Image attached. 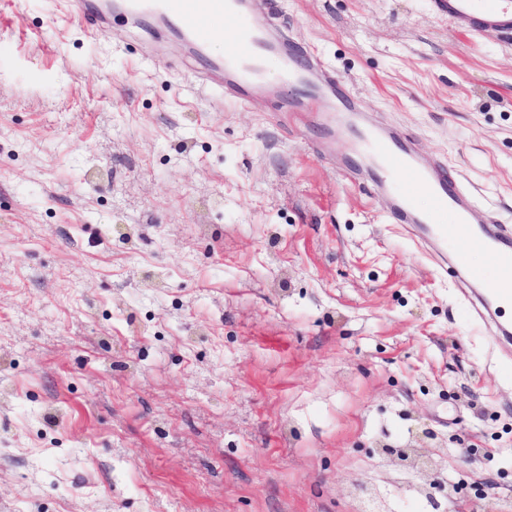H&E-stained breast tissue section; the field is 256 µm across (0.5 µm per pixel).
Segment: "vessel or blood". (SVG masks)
Here are the masks:
<instances>
[{"label": "vessel or blood", "instance_id": "obj_1", "mask_svg": "<svg viewBox=\"0 0 512 512\" xmlns=\"http://www.w3.org/2000/svg\"><path fill=\"white\" fill-rule=\"evenodd\" d=\"M433 2L440 15L467 32L494 29L512 36V0ZM61 5L66 22L89 34L111 36L123 26L180 39L203 61L193 73L200 86L222 81L228 99L245 101L252 90L269 89L266 61L277 57L275 81L305 88L302 95L279 98L277 112L319 129L324 152L349 135L351 151L370 159L373 169L347 167L345 177L387 201L388 223L400 225L459 283L471 317L490 330L501 372L512 374V319L504 316L512 308V225L490 212L477 215L472 192L447 160L418 154L405 129L367 115L337 84L332 69L298 55L287 36H276L275 22L259 15L272 10V0H61ZM215 29L224 32V54L209 59L205 50ZM424 197L429 205L423 209ZM475 252L485 256L486 266L470 264Z\"/></svg>", "mask_w": 512, "mask_h": 512}]
</instances>
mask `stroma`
I'll list each match as a JSON object with an SVG mask.
<instances>
[{"instance_id": "35a3bbf8", "label": "stroma", "mask_w": 512, "mask_h": 512, "mask_svg": "<svg viewBox=\"0 0 512 512\" xmlns=\"http://www.w3.org/2000/svg\"><path fill=\"white\" fill-rule=\"evenodd\" d=\"M512 224V38L432 0H274ZM0 0V512L512 507V380L451 276L256 97ZM433 434L438 485L377 443Z\"/></svg>"}]
</instances>
